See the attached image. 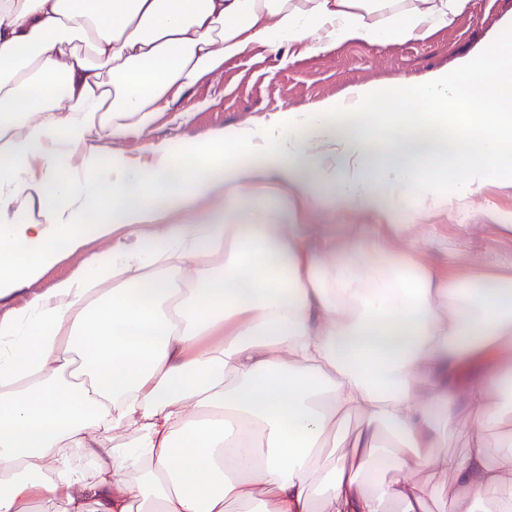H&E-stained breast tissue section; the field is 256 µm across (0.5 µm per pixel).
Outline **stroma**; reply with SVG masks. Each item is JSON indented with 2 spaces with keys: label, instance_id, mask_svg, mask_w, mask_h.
<instances>
[{
  "label": "stroma",
  "instance_id": "35a3bbf8",
  "mask_svg": "<svg viewBox=\"0 0 512 512\" xmlns=\"http://www.w3.org/2000/svg\"><path fill=\"white\" fill-rule=\"evenodd\" d=\"M512 0H468L449 27L405 43L329 45L272 52L254 45L222 68L202 76L172 108L157 114L143 140L201 142L229 126L256 127L307 104L333 100L347 88L414 80L474 50L508 16ZM512 188L485 187L452 208L426 218L422 237L405 236L408 251L445 272L457 262L512 265ZM105 241L87 238L79 253L47 268L29 286L0 301V317L73 274L84 257L105 254Z\"/></svg>",
  "mask_w": 512,
  "mask_h": 512
}]
</instances>
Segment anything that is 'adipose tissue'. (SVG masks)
<instances>
[{"mask_svg":"<svg viewBox=\"0 0 512 512\" xmlns=\"http://www.w3.org/2000/svg\"><path fill=\"white\" fill-rule=\"evenodd\" d=\"M468 0H0V512H512V266L443 276L400 233L512 188V18L408 91L368 83L260 128L103 160L262 44L402 43ZM222 208L196 218L200 201ZM392 235L315 233L312 209ZM464 454L447 452L457 409ZM352 452H331L344 421ZM107 249L105 241L89 236L81 251L63 258L53 266L47 268L40 277L29 286L23 287L12 296L0 301V317L5 316L13 308L23 306L28 299L37 293H45L61 279L73 274L80 262L89 255H104ZM415 477L429 484L436 490L435 496L429 501V512H452V499L455 494L454 480L448 469L434 464L426 469L414 472Z\"/></svg>","mask_w":512,"mask_h":512,"instance_id":"obj_1","label":"adipose tissue"}]
</instances>
